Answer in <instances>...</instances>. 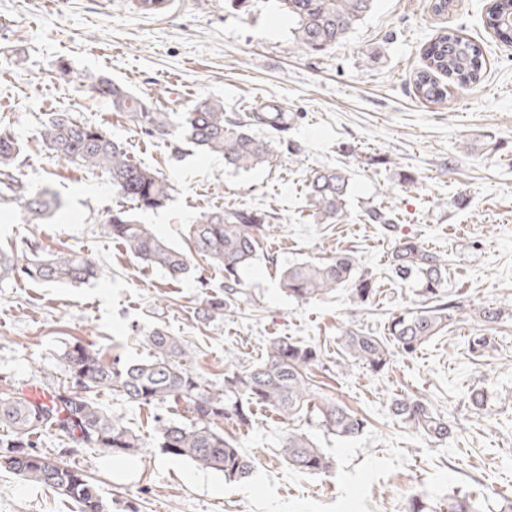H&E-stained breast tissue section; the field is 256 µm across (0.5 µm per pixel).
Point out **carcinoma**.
Returning a JSON list of instances; mask_svg holds the SVG:
<instances>
[{"mask_svg":"<svg viewBox=\"0 0 512 512\" xmlns=\"http://www.w3.org/2000/svg\"><path fill=\"white\" fill-rule=\"evenodd\" d=\"M293 23L295 43L306 53H325L345 41L365 18L374 0H276ZM488 24L497 31L512 33V0H494ZM426 66L413 77L416 95L426 101H443L446 76L461 85L474 84L483 76V52L473 40L454 32L440 35L426 47ZM87 85L130 123L151 136L164 138L178 130L195 148L220 156L224 166L248 172L271 167L276 162V142L253 131L254 120L274 130L287 125V113L242 112L226 115L224 104L206 100L190 109L162 110L152 97L132 93L126 86L103 75L88 74ZM40 138L56 158L108 174L112 189L131 207L122 205L103 218L107 234L129 251L178 280L187 275L194 257L224 270L225 297L210 301L217 313L230 307L239 294L241 275L258 256L260 242L270 225L258 211L240 208H210L186 227L187 248L156 235L151 225L141 223L139 211L167 207L172 184L156 170L136 162L124 144L101 127L82 121L70 112H52L43 124ZM20 143L7 126H0V203L14 200L38 222L52 214L60 203L47 187L33 183L16 164ZM350 177L342 169L323 168L310 172L307 183L308 217L315 224H335L347 216ZM372 224L394 223L391 210L373 207L365 212ZM391 274L398 280L417 282L428 304L416 310L401 309L387 326L388 335L371 336L361 329L345 331L338 343L342 360L360 364L373 374L384 372L391 356L415 354L433 337L448 330L457 311L443 294L448 286V257L431 251L415 239L400 238L389 259ZM102 268L94 257L67 251L44 255L38 248L16 252L0 249V279L30 278L46 283L90 282ZM280 285L288 296L311 301L338 288H348L353 302L366 305L376 293L372 280L359 272L356 258L338 251L322 261L294 263L280 272ZM511 315L503 307H483L478 318L497 324ZM152 350L149 360L130 363L109 359L100 352L75 344L62 353L71 384L41 400L21 391L0 393V467L27 480L49 487L72 500L78 512H109L95 486L82 471L61 472L47 455L29 451L40 432L56 430L68 439L94 448L130 453L143 447L139 435L115 416L103 411L93 394L104 388L139 404L175 402L185 404L192 419L175 423L156 417L160 448L171 456L186 459L197 467L224 474L240 482L253 472V460L237 444L224 437L220 424L231 421L239 427L251 423L252 407L266 406L290 420L304 417L308 425L338 439L363 434L365 417L336 397L322 391L312 367L321 361L315 344L288 337L271 339L266 353L256 364L224 365V386L219 390L205 384L187 367L189 352L172 336L155 331L147 337ZM494 348L492 337L479 334L469 340L471 353L484 356ZM391 413L433 443L447 440L453 429L427 402L408 395L391 399ZM280 455L289 467L314 474H327L334 460L304 431L290 428L283 434ZM485 504L460 491L448 498L444 512H484Z\"/></svg>","mask_w":512,"mask_h":512,"instance_id":"obj_1","label":"carcinoma"}]
</instances>
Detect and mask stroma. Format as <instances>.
<instances>
[{"instance_id": "obj_1", "label": "stroma", "mask_w": 512, "mask_h": 512, "mask_svg": "<svg viewBox=\"0 0 512 512\" xmlns=\"http://www.w3.org/2000/svg\"><path fill=\"white\" fill-rule=\"evenodd\" d=\"M451 2L440 14L435 0H374L346 41L309 55L274 0H255L246 15L224 0H175L156 14L143 13L139 0H0V125L23 145L21 171L63 202L41 224L27 223L18 206L0 213V248L74 249L102 267L100 279L84 284L0 280V392L68 386L60 355L76 341L125 361L146 359L147 338L157 330L183 343L191 369L218 387L225 362L253 364L270 338L288 336L321 347L316 380L369 421L360 437L345 441L309 428L334 468L305 474L277 452L282 419L255 407L249 426L223 424L225 437L254 460L246 482L228 483L160 448L157 415L183 422L182 407L139 405L100 390L97 405L120 416L142 449L115 455L51 431L37 451L83 470L112 512H405L412 494L437 506L460 489L492 510L500 497H512V317L486 325L476 316L484 307L512 306V44L485 24L490 0ZM445 31L481 46L484 75L463 86L445 80L447 97L434 104L416 96L413 76L424 47ZM86 74L121 81L166 108L203 100L221 101L229 113L281 107L285 130L256 127L276 140L277 163L236 172L190 144L147 137L84 86ZM52 112L100 125L172 183L168 207L138 218L173 243L183 244L186 224L214 206L267 214L270 231L227 314L203 313L224 294L223 270L198 259L174 282L107 235L102 218L120 198L101 171L44 150L40 130ZM324 166L351 178L347 216L336 224L312 223L305 209L307 176ZM405 173L411 183L402 182ZM371 207L393 210V228L366 223ZM401 237L447 255L446 293L461 312L414 356L394 355L374 375L341 364L337 340L354 328L385 335L392 313L422 304L415 284L389 272ZM339 250L352 251L371 274L377 295L369 305H354L345 288L310 302L282 290L283 267ZM481 333L495 348L477 358L468 342ZM476 389L486 398L480 409L468 402ZM399 394L428 400L454 436L434 444L394 418L389 401ZM0 512L76 506L2 468Z\"/></svg>"}]
</instances>
